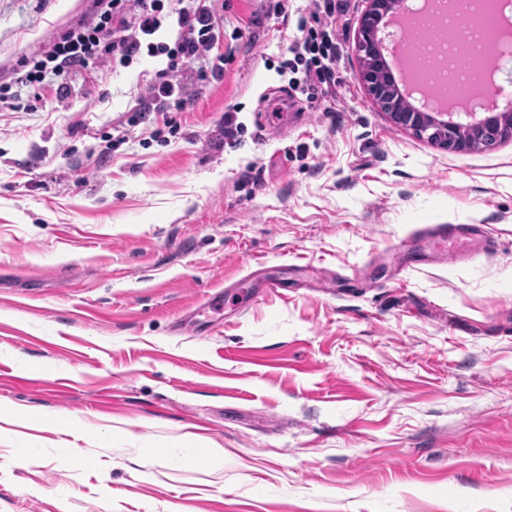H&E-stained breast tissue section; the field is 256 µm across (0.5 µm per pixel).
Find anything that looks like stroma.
<instances>
[{
    "mask_svg": "<svg viewBox=\"0 0 512 512\" xmlns=\"http://www.w3.org/2000/svg\"><path fill=\"white\" fill-rule=\"evenodd\" d=\"M335 3L314 104L277 71L306 0H229L168 143L104 151L162 57L0 111V512H512V141L391 122ZM84 5L0 0V76Z\"/></svg>",
    "mask_w": 512,
    "mask_h": 512,
    "instance_id": "35a3bbf8",
    "label": "stroma"
}]
</instances>
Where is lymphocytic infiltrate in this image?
Returning <instances> with one entry per match:
<instances>
[{"instance_id":"lymphocytic-infiltrate-1","label":"lymphocytic infiltrate","mask_w":512,"mask_h":512,"mask_svg":"<svg viewBox=\"0 0 512 512\" xmlns=\"http://www.w3.org/2000/svg\"><path fill=\"white\" fill-rule=\"evenodd\" d=\"M216 2L90 0L82 18L58 34L47 50L19 61L12 82L0 84V105L17 100L20 86L32 89L38 100L44 89H52L61 105L68 97L70 73L126 67L144 55L162 56L165 68L157 70L146 84L126 122L117 127L112 144H124L132 129L150 121L163 124L169 134H178L179 115L194 100L195 81H218L224 76L226 58L214 51L224 38V16ZM170 17L178 26L174 41L157 40V33ZM289 51L278 72L294 73L292 90L314 101L328 94L335 83L334 33L325 27L304 29Z\"/></svg>"}]
</instances>
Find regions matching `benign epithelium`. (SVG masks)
Returning a JSON list of instances; mask_svg holds the SVG:
<instances>
[{"mask_svg": "<svg viewBox=\"0 0 512 512\" xmlns=\"http://www.w3.org/2000/svg\"><path fill=\"white\" fill-rule=\"evenodd\" d=\"M355 36L361 80L370 99L396 125L444 150L490 148L512 140V106L466 123L452 112H429L412 101L395 81L379 38L383 20L399 14L402 0H365Z\"/></svg>", "mask_w": 512, "mask_h": 512, "instance_id": "7a95c632", "label": "benign epithelium"}]
</instances>
